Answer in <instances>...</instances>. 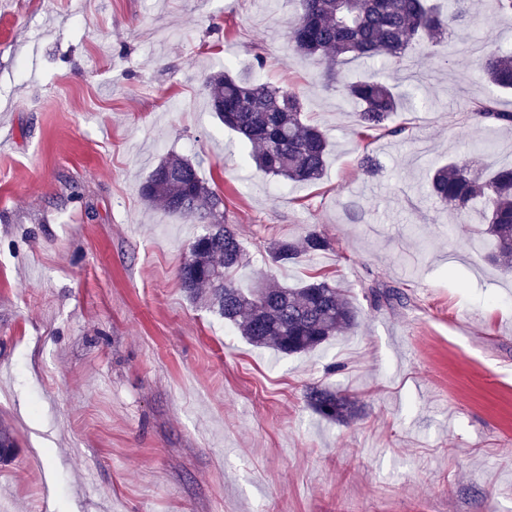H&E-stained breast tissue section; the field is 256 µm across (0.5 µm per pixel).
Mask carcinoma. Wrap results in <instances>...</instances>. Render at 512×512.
<instances>
[{
    "label": "carcinoma",
    "mask_w": 512,
    "mask_h": 512,
    "mask_svg": "<svg viewBox=\"0 0 512 512\" xmlns=\"http://www.w3.org/2000/svg\"><path fill=\"white\" fill-rule=\"evenodd\" d=\"M298 2L299 13L288 21L289 45L299 56L328 59L332 80L350 58L400 59L413 39L436 47L470 11L468 0H448L446 13L433 0ZM475 62L492 91L512 90V52L484 46ZM206 87L212 112L252 147L258 171L292 182L321 178L329 141L305 120L299 93L233 75L227 68L210 74ZM342 90L359 106L357 126L363 133L387 129L406 96L399 87L377 79L348 81ZM471 112L484 123L512 126V112L499 109L492 95L476 102ZM141 195L151 205L206 225L180 269L181 287L192 299L208 295L224 322L251 344L298 354L356 324L357 309L324 279L298 288L274 283L247 291L236 287L233 276L246 261L245 248L236 230L225 223L224 198L192 161L163 158L143 183ZM430 196L454 206L465 220L475 209L474 201H482L483 220L476 232L492 241L490 260L512 271V166L485 172L469 157H458L434 171ZM329 247L323 234L310 229L298 239L270 241L266 252L273 263L284 265ZM308 403L331 422L349 420L356 413L346 396L326 388H312Z\"/></svg>",
    "instance_id": "1"
}]
</instances>
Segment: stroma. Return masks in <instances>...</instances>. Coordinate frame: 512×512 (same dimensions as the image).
Masks as SVG:
<instances>
[{
	"label": "stroma",
	"instance_id": "1",
	"mask_svg": "<svg viewBox=\"0 0 512 512\" xmlns=\"http://www.w3.org/2000/svg\"><path fill=\"white\" fill-rule=\"evenodd\" d=\"M297 0H0V461L9 512H512V273L427 194L442 159L512 129L475 120L473 48L512 18L471 19L427 56L351 59L341 78L413 77L412 108L361 136L327 61L295 56ZM264 66H257V59ZM298 92L331 142L323 178L257 173L213 116L223 67ZM224 198L247 264L236 285L324 276L359 324L306 354L257 348L178 271L204 227L147 205L167 155ZM380 164L375 175L364 155ZM329 250L279 266L273 239ZM391 288L403 301H374ZM349 397L334 423L313 387ZM39 464H31V456ZM311 408L331 422H343L355 416L356 410L351 401L339 392L313 387L308 394Z\"/></svg>",
	"mask_w": 512,
	"mask_h": 512
}]
</instances>
